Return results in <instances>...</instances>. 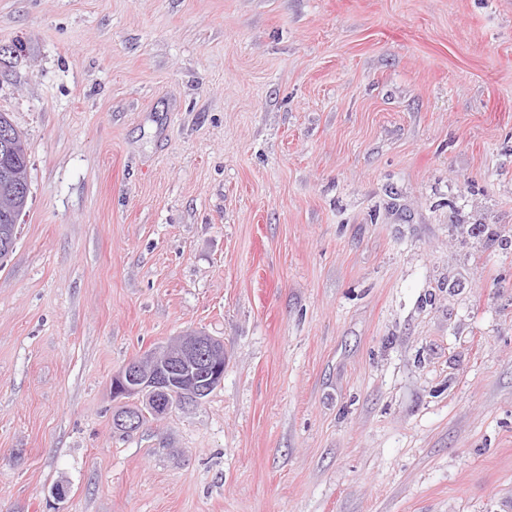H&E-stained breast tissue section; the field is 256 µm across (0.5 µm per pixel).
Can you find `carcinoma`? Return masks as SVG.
I'll return each mask as SVG.
<instances>
[{"instance_id":"obj_1","label":"carcinoma","mask_w":512,"mask_h":512,"mask_svg":"<svg viewBox=\"0 0 512 512\" xmlns=\"http://www.w3.org/2000/svg\"><path fill=\"white\" fill-rule=\"evenodd\" d=\"M14 146L10 140L0 138V234L15 243L13 211L23 210L30 192L27 165V148Z\"/></svg>"}]
</instances>
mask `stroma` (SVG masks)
<instances>
[{
  "mask_svg": "<svg viewBox=\"0 0 512 512\" xmlns=\"http://www.w3.org/2000/svg\"><path fill=\"white\" fill-rule=\"evenodd\" d=\"M0 112V512H512V0H0ZM7 124L13 133L19 137L22 147H14L11 140L1 139L0 135V234L10 237V243L15 244L17 238L16 225L13 221V211L17 208L18 215L27 204L30 192L27 165V143L13 127L6 113H0V126ZM23 139V140H22ZM6 142V143H5ZM4 173V175L2 174ZM15 231L12 233V230ZM223 381L224 342L201 331L178 336L129 360L112 377V399H120L113 426L133 432L146 417L161 420L177 406L202 400ZM132 397L142 405L121 401Z\"/></svg>",
  "mask_w": 512,
  "mask_h": 512,
  "instance_id": "35a3bbf8",
  "label": "stroma"
}]
</instances>
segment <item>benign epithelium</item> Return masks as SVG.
I'll return each mask as SVG.
<instances>
[{
  "instance_id": "benign-epithelium-1",
  "label": "benign epithelium",
  "mask_w": 512,
  "mask_h": 512,
  "mask_svg": "<svg viewBox=\"0 0 512 512\" xmlns=\"http://www.w3.org/2000/svg\"><path fill=\"white\" fill-rule=\"evenodd\" d=\"M224 381V342L204 332L178 336L129 360L112 377V399L120 400L113 426L123 433L151 417L165 418L173 408L198 402ZM136 397L141 406H128Z\"/></svg>"
}]
</instances>
